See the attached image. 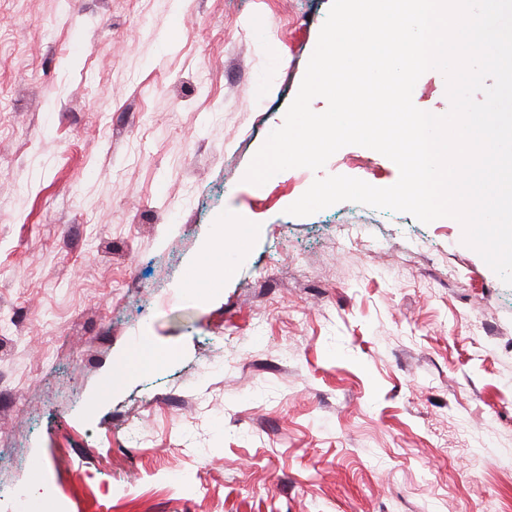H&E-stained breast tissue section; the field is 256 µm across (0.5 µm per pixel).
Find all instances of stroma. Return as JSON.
Wrapping results in <instances>:
<instances>
[{
  "label": "stroma",
  "instance_id": "35a3bbf8",
  "mask_svg": "<svg viewBox=\"0 0 512 512\" xmlns=\"http://www.w3.org/2000/svg\"><path fill=\"white\" fill-rule=\"evenodd\" d=\"M330 5L0 0L1 494L512 512V287L447 217L287 214L319 177L393 185L375 150L244 180ZM412 99L451 108L436 70ZM241 218L253 234L213 248Z\"/></svg>",
  "mask_w": 512,
  "mask_h": 512
}]
</instances>
